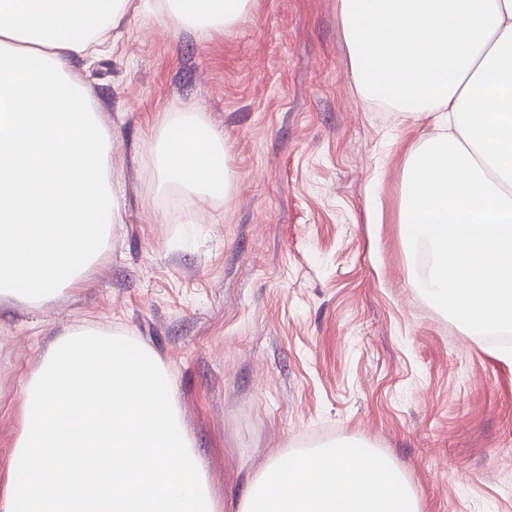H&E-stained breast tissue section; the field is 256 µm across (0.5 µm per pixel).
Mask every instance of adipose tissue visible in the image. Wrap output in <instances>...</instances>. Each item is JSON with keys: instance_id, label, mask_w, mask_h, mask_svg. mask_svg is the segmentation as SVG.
<instances>
[{"instance_id": "obj_1", "label": "adipose tissue", "mask_w": 512, "mask_h": 512, "mask_svg": "<svg viewBox=\"0 0 512 512\" xmlns=\"http://www.w3.org/2000/svg\"><path fill=\"white\" fill-rule=\"evenodd\" d=\"M248 0H167L198 33ZM131 0H0V298L40 304L86 273L121 220L111 137L71 61L96 53ZM370 100L430 130L403 170L399 222L427 247L429 299L472 335L512 333V0H340ZM224 135L194 111L149 146L159 185L226 189ZM239 512H411L396 463L371 448L274 456Z\"/></svg>"}]
</instances>
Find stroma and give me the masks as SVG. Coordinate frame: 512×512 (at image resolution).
I'll return each mask as SVG.
<instances>
[{
	"label": "stroma",
	"mask_w": 512,
	"mask_h": 512,
	"mask_svg": "<svg viewBox=\"0 0 512 512\" xmlns=\"http://www.w3.org/2000/svg\"><path fill=\"white\" fill-rule=\"evenodd\" d=\"M134 4L69 71L112 134L122 221L81 283L0 300V494L25 380L93 326L166 366L220 512L275 453L329 444L393 459L419 512H512V336L468 335L424 297L398 224L422 126L362 95L339 0H250L203 38ZM180 110L223 132L228 194L152 178Z\"/></svg>",
	"instance_id": "1"
}]
</instances>
